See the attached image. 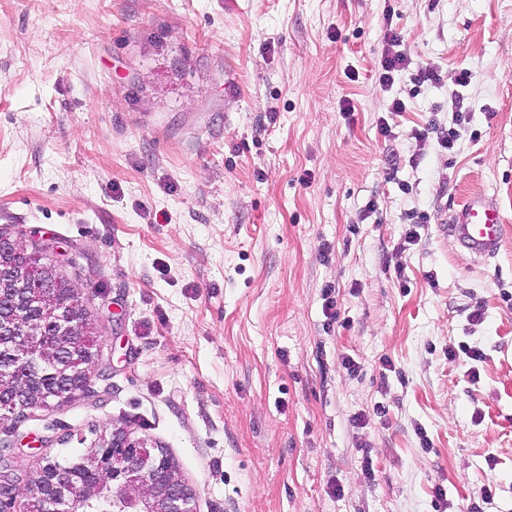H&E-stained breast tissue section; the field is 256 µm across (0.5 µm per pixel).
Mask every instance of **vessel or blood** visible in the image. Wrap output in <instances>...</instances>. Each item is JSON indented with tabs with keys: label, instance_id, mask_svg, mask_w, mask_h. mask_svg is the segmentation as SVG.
<instances>
[{
	"label": "vessel or blood",
	"instance_id": "1",
	"mask_svg": "<svg viewBox=\"0 0 512 512\" xmlns=\"http://www.w3.org/2000/svg\"><path fill=\"white\" fill-rule=\"evenodd\" d=\"M440 233L455 237L475 258L496 255L505 235L500 210L487 194L475 192L466 196L449 218L439 226Z\"/></svg>",
	"mask_w": 512,
	"mask_h": 512
}]
</instances>
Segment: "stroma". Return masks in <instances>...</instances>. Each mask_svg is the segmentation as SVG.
Returning a JSON list of instances; mask_svg holds the SVG:
<instances>
[{
    "label": "stroma",
    "instance_id": "obj_1",
    "mask_svg": "<svg viewBox=\"0 0 512 512\" xmlns=\"http://www.w3.org/2000/svg\"><path fill=\"white\" fill-rule=\"evenodd\" d=\"M478 191L512 229V0H0V232L96 320L87 392L0 438L130 429L199 512H512V232L438 231ZM387 48L381 61V70L379 80L384 86L393 81L395 73L405 70L407 64L406 54L397 48L401 46L402 40L396 32L387 33ZM443 224L439 225L441 235L455 237L460 245L477 259L496 255L505 235L500 210L485 193L475 192L466 196L459 208L451 215H445Z\"/></svg>",
    "mask_w": 512,
    "mask_h": 512
}]
</instances>
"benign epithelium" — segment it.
<instances>
[{
    "instance_id": "benign-epithelium-1",
    "label": "benign epithelium",
    "mask_w": 512,
    "mask_h": 512,
    "mask_svg": "<svg viewBox=\"0 0 512 512\" xmlns=\"http://www.w3.org/2000/svg\"><path fill=\"white\" fill-rule=\"evenodd\" d=\"M25 250L17 239L0 249V271L24 282L26 271L14 266L13 257ZM36 310L37 318L29 319ZM81 322L64 319L51 289L34 293L18 289L12 309L0 311V346L9 348L14 364L32 359L51 364L59 376L71 377L67 358L81 346L75 338ZM46 328L56 332L52 346H39L37 337ZM39 408L37 400L21 390L13 364L0 363V420ZM83 466L89 475L55 481V461L44 458L27 476L26 496L17 503L15 484L0 478V512H90L104 503V512H198L196 494L179 467L159 448L149 447L123 427L106 429L87 450ZM38 508H33V505Z\"/></svg>"
}]
</instances>
